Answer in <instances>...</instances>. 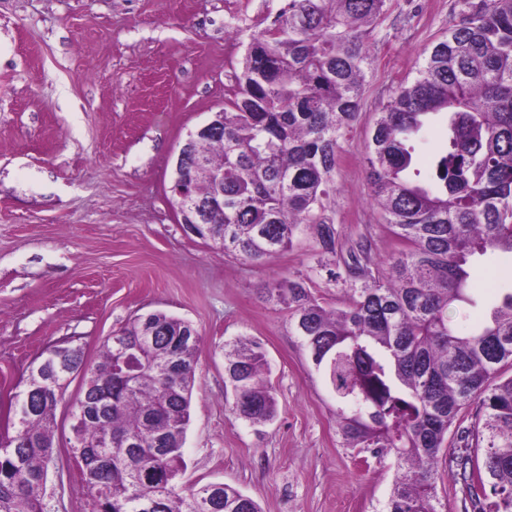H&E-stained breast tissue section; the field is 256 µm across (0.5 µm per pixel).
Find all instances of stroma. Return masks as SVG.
I'll use <instances>...</instances> for the list:
<instances>
[{"instance_id":"stroma-1","label":"stroma","mask_w":512,"mask_h":512,"mask_svg":"<svg viewBox=\"0 0 512 512\" xmlns=\"http://www.w3.org/2000/svg\"><path fill=\"white\" fill-rule=\"evenodd\" d=\"M285 3L0 0V422L49 347L81 346L93 362L112 331L163 311L202 337L184 483L231 485L263 512H381L393 457L365 460L343 447L332 386L289 333L287 309L264 291L307 270L314 239L244 262L186 234L169 202L180 143L234 96L251 35ZM460 9L458 0H391L373 33L361 110L334 174V262L347 260L361 235L372 264L398 249L370 200L366 144L377 112L459 24ZM445 135L434 120L417 136L423 177L434 175ZM501 267L490 255L473 262V303L448 309L460 332L512 284ZM240 336L267 355L277 414L261 426L233 412L224 382V343ZM81 393L72 379L57 406L51 512H94L69 452V405Z\"/></svg>"}]
</instances>
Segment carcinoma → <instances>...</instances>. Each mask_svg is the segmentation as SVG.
<instances>
[{"mask_svg":"<svg viewBox=\"0 0 512 512\" xmlns=\"http://www.w3.org/2000/svg\"><path fill=\"white\" fill-rule=\"evenodd\" d=\"M390 0H287L247 44L238 92L216 117L219 132L193 146L195 196L224 198L199 238L224 255L258 262L314 235V264L268 289L337 398L343 446L391 455L396 475L383 512H448L440 461L452 457L471 512H512V291L489 319L460 335L448 308L470 302L468 259L512 257V0H463L461 21L432 45L417 76L378 113L366 145L370 197L400 249L388 268L332 269L338 230L332 206L339 142L355 120L370 37ZM448 116L434 179L414 183L410 139L430 114ZM224 173V181L217 180ZM343 286L340 307L313 295L311 276ZM147 340L119 375L123 348ZM198 331L164 312L112 333L88 365L74 403L71 452L95 512H261L240 490L208 482L185 488ZM85 365L82 347L49 349L15 396L14 435L0 444V512H46L58 396ZM255 340L224 343L233 411L253 425L276 413ZM471 424L461 426L465 415Z\"/></svg>","mask_w":512,"mask_h":512,"instance_id":"cac0c4a2","label":"carcinoma"}]
</instances>
